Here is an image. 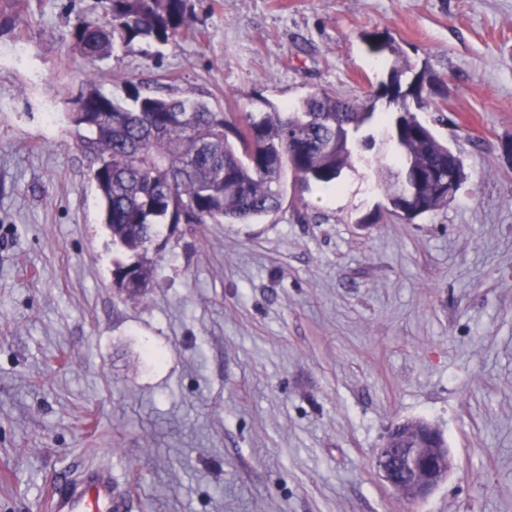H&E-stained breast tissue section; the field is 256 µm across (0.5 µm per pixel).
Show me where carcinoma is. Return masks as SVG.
<instances>
[{
	"mask_svg": "<svg viewBox=\"0 0 512 512\" xmlns=\"http://www.w3.org/2000/svg\"><path fill=\"white\" fill-rule=\"evenodd\" d=\"M22 0H0V34L9 29ZM189 0H107L106 20L77 19L70 38L83 57L103 61L135 40L168 45L185 30ZM405 68L391 70L380 97L393 104L385 131L399 170L385 181L381 160L372 161L374 134H357L377 118L375 98L344 99L319 89L293 108H274L259 117L232 113L197 100L130 90L122 104L82 84L72 121L86 131L80 146L94 161L93 181L104 207L112 242L130 254L113 277L128 298L152 287L149 246L162 224H236L259 219L281 206L291 174L302 184L337 187L346 168L362 163L376 174V187L394 201L414 189L406 219L448 205L439 182L464 179L458 156L412 111L422 83L402 90Z\"/></svg>",
	"mask_w": 512,
	"mask_h": 512,
	"instance_id": "cac0c4a2",
	"label": "carcinoma"
}]
</instances>
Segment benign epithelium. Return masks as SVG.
Listing matches in <instances>:
<instances>
[{
  "label": "benign epithelium",
  "instance_id": "1",
  "mask_svg": "<svg viewBox=\"0 0 512 512\" xmlns=\"http://www.w3.org/2000/svg\"><path fill=\"white\" fill-rule=\"evenodd\" d=\"M405 428L416 436L418 447H400L401 430L392 429L376 452L374 464L381 479L398 496L408 502H422L447 479L453 461L448 446L442 445L438 428L420 419Z\"/></svg>",
  "mask_w": 512,
  "mask_h": 512
}]
</instances>
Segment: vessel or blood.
<instances>
[{"mask_svg":"<svg viewBox=\"0 0 512 512\" xmlns=\"http://www.w3.org/2000/svg\"><path fill=\"white\" fill-rule=\"evenodd\" d=\"M124 503L112 485L111 469H88L66 487L55 489L50 512H122Z\"/></svg>","mask_w":512,"mask_h":512,"instance_id":"vessel-or-blood-1","label":"vessel or blood"}]
</instances>
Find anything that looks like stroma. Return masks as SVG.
Masks as SVG:
<instances>
[{"label":"stroma","mask_w":512,"mask_h":512,"mask_svg":"<svg viewBox=\"0 0 512 512\" xmlns=\"http://www.w3.org/2000/svg\"><path fill=\"white\" fill-rule=\"evenodd\" d=\"M189 8L177 42L97 65L69 32L101 0H23L0 34V512H42L91 463L123 512H512V0ZM396 65L463 163L447 207L393 220L360 166L290 181L258 220L164 225L146 296L115 287L71 121L86 78L242 115L358 98ZM411 419L453 458L418 503L373 464Z\"/></svg>","instance_id":"obj_1"}]
</instances>
